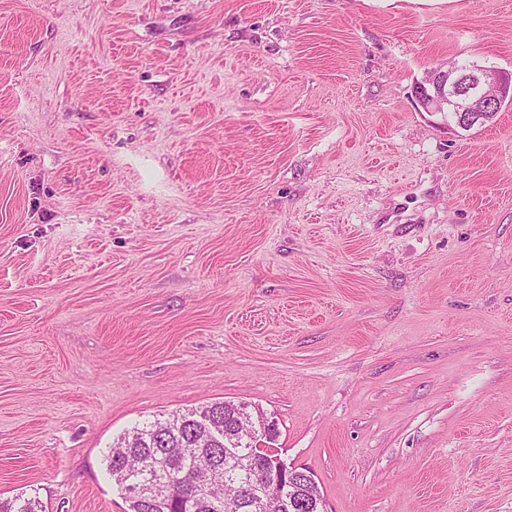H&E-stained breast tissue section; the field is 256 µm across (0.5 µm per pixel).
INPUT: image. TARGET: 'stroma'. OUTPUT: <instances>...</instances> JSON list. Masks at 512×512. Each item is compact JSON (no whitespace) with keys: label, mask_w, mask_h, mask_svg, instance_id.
I'll return each mask as SVG.
<instances>
[{"label":"stroma","mask_w":512,"mask_h":512,"mask_svg":"<svg viewBox=\"0 0 512 512\" xmlns=\"http://www.w3.org/2000/svg\"><path fill=\"white\" fill-rule=\"evenodd\" d=\"M512 0H0V502L127 512L160 413L274 416L329 512H512ZM470 66L462 69L458 63H448L447 69H435L414 91L424 112L440 115L443 124L453 123L465 132L485 125L503 107L512 106V72Z\"/></svg>","instance_id":"stroma-1"}]
</instances>
